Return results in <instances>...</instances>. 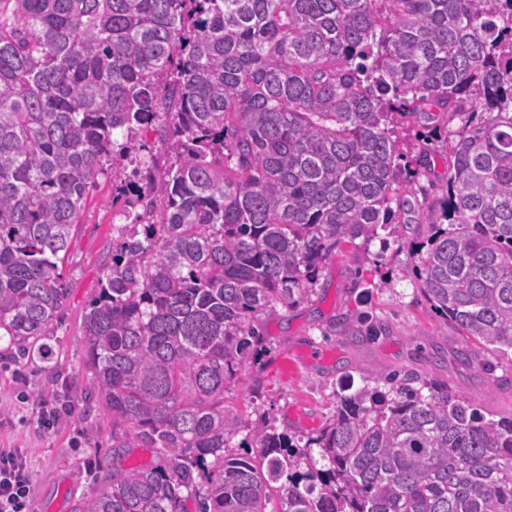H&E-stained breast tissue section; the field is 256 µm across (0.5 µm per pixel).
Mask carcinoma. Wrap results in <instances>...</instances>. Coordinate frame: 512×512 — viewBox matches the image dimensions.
<instances>
[{
  "label": "carcinoma",
  "mask_w": 512,
  "mask_h": 512,
  "mask_svg": "<svg viewBox=\"0 0 512 512\" xmlns=\"http://www.w3.org/2000/svg\"><path fill=\"white\" fill-rule=\"evenodd\" d=\"M109 167L124 224L85 365L112 458L157 462L71 512H269L283 478L282 512H512V417L433 379L365 374L307 436L260 420L257 458L225 400L261 316L413 221L431 308L512 352V0H0V341L22 355Z\"/></svg>",
  "instance_id": "cac0c4a2"
}]
</instances>
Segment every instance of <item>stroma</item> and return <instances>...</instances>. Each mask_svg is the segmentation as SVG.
Masks as SVG:
<instances>
[{
    "instance_id": "35a3bbf8",
    "label": "stroma",
    "mask_w": 512,
    "mask_h": 512,
    "mask_svg": "<svg viewBox=\"0 0 512 512\" xmlns=\"http://www.w3.org/2000/svg\"><path fill=\"white\" fill-rule=\"evenodd\" d=\"M119 221L112 178L102 176L73 231L63 266L69 295L47 354L18 360L0 343V448L23 450L32 512H69L112 473V420L91 399L83 318ZM426 236L413 224L365 246L341 245L322 262L307 300L265 317V343L226 395L243 424L237 441L262 414L281 431L318 432L343 387L361 386L365 371L381 380L410 370L461 391L487 416H512V360L444 323L422 293L415 244ZM353 311L363 327L347 324ZM310 349L321 359H308ZM44 403L64 407L49 429L39 422Z\"/></svg>"
}]
</instances>
